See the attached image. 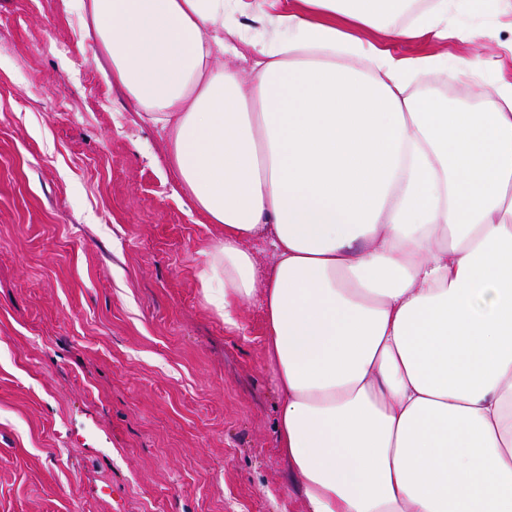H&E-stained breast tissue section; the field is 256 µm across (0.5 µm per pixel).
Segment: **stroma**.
<instances>
[{
    "label": "stroma",
    "mask_w": 512,
    "mask_h": 512,
    "mask_svg": "<svg viewBox=\"0 0 512 512\" xmlns=\"http://www.w3.org/2000/svg\"><path fill=\"white\" fill-rule=\"evenodd\" d=\"M492 27L395 52L447 57L430 83L485 107L512 79V19ZM478 55L501 71L457 85ZM223 238L79 15L0 0V512H305L259 304L229 331L203 295Z\"/></svg>",
    "instance_id": "1"
}]
</instances>
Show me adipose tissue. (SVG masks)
I'll return each mask as SVG.
<instances>
[{"label": "adipose tissue", "instance_id": "obj_1", "mask_svg": "<svg viewBox=\"0 0 512 512\" xmlns=\"http://www.w3.org/2000/svg\"><path fill=\"white\" fill-rule=\"evenodd\" d=\"M64 2L224 227L207 303L236 330L260 300L306 512H512V81L455 108L392 51L482 42L500 0Z\"/></svg>", "mask_w": 512, "mask_h": 512}]
</instances>
